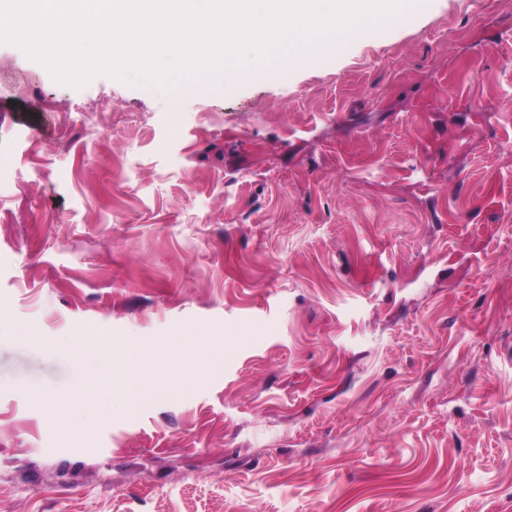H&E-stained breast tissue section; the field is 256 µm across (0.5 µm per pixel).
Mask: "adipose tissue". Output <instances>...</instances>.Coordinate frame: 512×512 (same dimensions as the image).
<instances>
[{"label":"adipose tissue","mask_w":512,"mask_h":512,"mask_svg":"<svg viewBox=\"0 0 512 512\" xmlns=\"http://www.w3.org/2000/svg\"><path fill=\"white\" fill-rule=\"evenodd\" d=\"M153 368V360L134 345L128 346L124 360L117 366L107 362L98 351H85L78 360L70 400L49 404L54 422L61 427L72 426L78 405L89 395L106 411L116 399L125 410H135L147 397L145 377Z\"/></svg>","instance_id":"1"}]
</instances>
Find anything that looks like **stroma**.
<instances>
[{
  "instance_id": "obj_1",
  "label": "stroma",
  "mask_w": 512,
  "mask_h": 512,
  "mask_svg": "<svg viewBox=\"0 0 512 512\" xmlns=\"http://www.w3.org/2000/svg\"><path fill=\"white\" fill-rule=\"evenodd\" d=\"M0 168V512H512V0L177 100L0 44ZM153 368V360L134 344L128 345L126 356L118 368L107 362L97 350H86L78 360L71 399L49 403L53 421L61 427L72 426L77 406L88 394L94 396L102 410H110L116 387L125 410H135L147 397L144 378Z\"/></svg>"
}]
</instances>
